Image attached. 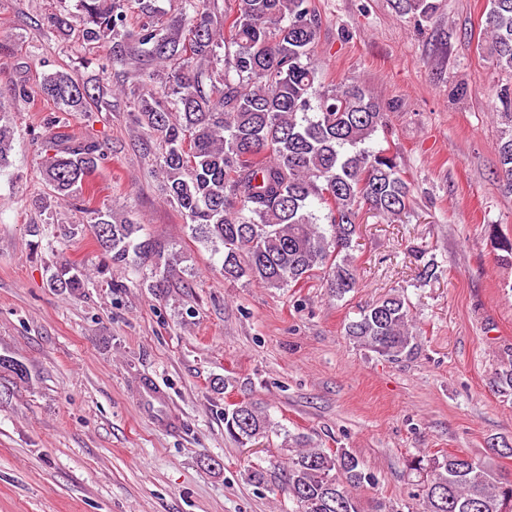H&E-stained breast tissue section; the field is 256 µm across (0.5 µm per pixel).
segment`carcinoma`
Wrapping results in <instances>:
<instances>
[{"instance_id":"obj_1","label":"carcinoma","mask_w":512,"mask_h":512,"mask_svg":"<svg viewBox=\"0 0 512 512\" xmlns=\"http://www.w3.org/2000/svg\"><path fill=\"white\" fill-rule=\"evenodd\" d=\"M126 0H76L78 15L54 14L50 30L78 19L83 41L108 44L112 65L155 64L142 79L160 90H131L129 108L146 135L163 149L156 160L166 202L194 237L220 255L224 279L264 288H293L322 275L329 294L342 299L357 285L350 253L362 210L399 220L411 210V188L397 156L373 149L387 129L380 97L344 79L327 84L314 61L319 18L313 0H181L179 15L158 18L157 0H136L144 18L128 30ZM399 16L427 22L437 0H391ZM477 49L512 75V0H488ZM43 94L66 111L96 100L72 74H46ZM498 178L512 191V112H499ZM14 144L11 109L0 101V174ZM42 174L55 197L88 214L93 241L112 266L149 267L151 288L168 287L183 262L164 251L143 225L110 209L91 207L84 189L102 166L96 141L54 128L45 139ZM55 287L77 292L82 272L63 266ZM404 292L394 290L344 325L345 335L382 358L414 353L417 336ZM494 386L512 393V365L496 372ZM225 435L237 445L277 431L267 409L244 400L224 412ZM286 485L296 512H362L354 490L376 484L359 459L342 448L319 447L303 433L284 432ZM409 469L426 479L417 494L426 512H512V480L481 458L419 455Z\"/></svg>"}]
</instances>
